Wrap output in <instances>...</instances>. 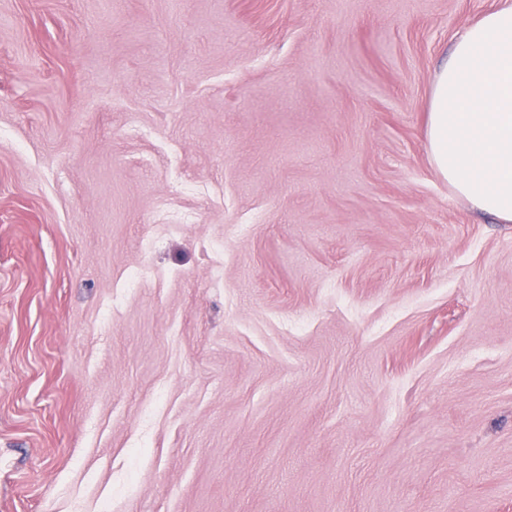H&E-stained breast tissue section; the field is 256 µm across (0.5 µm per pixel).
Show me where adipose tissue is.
I'll list each match as a JSON object with an SVG mask.
<instances>
[{
	"instance_id": "ef3b65f1",
	"label": "adipose tissue",
	"mask_w": 512,
	"mask_h": 512,
	"mask_svg": "<svg viewBox=\"0 0 512 512\" xmlns=\"http://www.w3.org/2000/svg\"><path fill=\"white\" fill-rule=\"evenodd\" d=\"M427 137L433 166L454 192L512 222V7L458 35L433 84Z\"/></svg>"
}]
</instances>
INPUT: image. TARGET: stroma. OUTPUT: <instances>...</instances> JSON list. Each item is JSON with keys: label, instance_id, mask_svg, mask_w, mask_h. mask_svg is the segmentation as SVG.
<instances>
[{"label": "stroma", "instance_id": "35a3bbf8", "mask_svg": "<svg viewBox=\"0 0 512 512\" xmlns=\"http://www.w3.org/2000/svg\"><path fill=\"white\" fill-rule=\"evenodd\" d=\"M506 2L0 0V512H512V222L426 138Z\"/></svg>", "mask_w": 512, "mask_h": 512}]
</instances>
